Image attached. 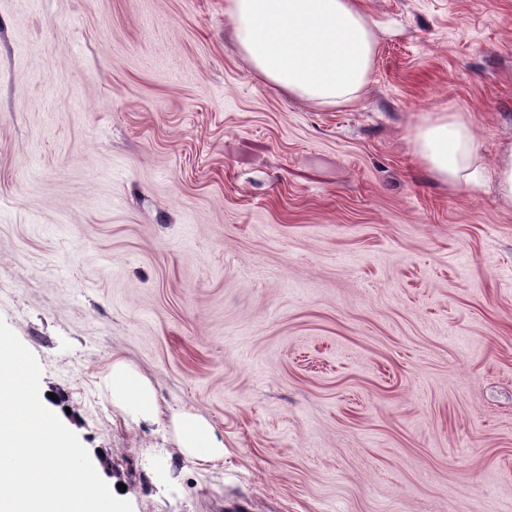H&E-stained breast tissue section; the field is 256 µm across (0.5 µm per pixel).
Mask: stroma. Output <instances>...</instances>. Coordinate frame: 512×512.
I'll use <instances>...</instances> for the list:
<instances>
[{"mask_svg": "<svg viewBox=\"0 0 512 512\" xmlns=\"http://www.w3.org/2000/svg\"><path fill=\"white\" fill-rule=\"evenodd\" d=\"M349 107L288 98L226 0H0V338L124 512H512V209L411 132L512 141V0H362ZM156 391L133 424L113 358ZM224 460L162 456L174 412ZM416 161L434 178L454 188L477 186L483 179L480 147L461 112H434L412 133ZM112 404L135 422L154 423L159 408L152 384L132 365L122 359L112 360V366L102 378Z\"/></svg>", "mask_w": 512, "mask_h": 512, "instance_id": "1", "label": "stroma"}]
</instances>
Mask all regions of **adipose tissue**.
Here are the masks:
<instances>
[{
  "instance_id": "obj_1",
  "label": "adipose tissue",
  "mask_w": 512,
  "mask_h": 512,
  "mask_svg": "<svg viewBox=\"0 0 512 512\" xmlns=\"http://www.w3.org/2000/svg\"><path fill=\"white\" fill-rule=\"evenodd\" d=\"M234 45L266 84L319 106L354 104L369 84L379 38L358 0H226ZM416 161L460 188L483 178L480 147L460 112H435L412 133ZM114 406L135 422L157 421L152 384L114 359L102 379ZM62 406H47L24 354L0 339V512H117L126 498L85 467V447L64 441ZM173 423L177 453L198 467L224 457V442L203 417L184 411Z\"/></svg>"
}]
</instances>
